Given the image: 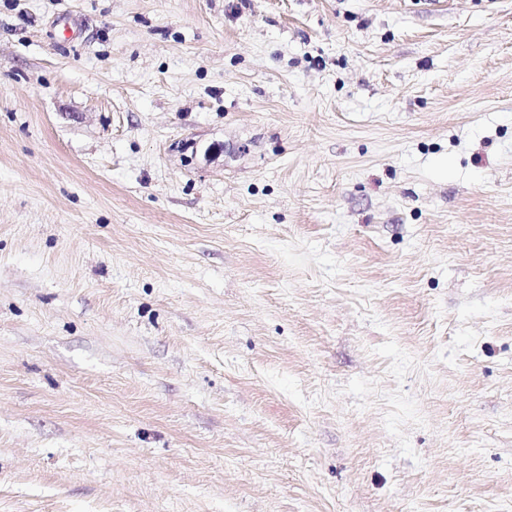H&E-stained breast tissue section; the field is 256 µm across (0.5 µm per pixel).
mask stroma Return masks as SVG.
I'll use <instances>...</instances> for the list:
<instances>
[{"label":"stroma","mask_w":512,"mask_h":512,"mask_svg":"<svg viewBox=\"0 0 512 512\" xmlns=\"http://www.w3.org/2000/svg\"><path fill=\"white\" fill-rule=\"evenodd\" d=\"M0 512H512V0H0Z\"/></svg>","instance_id":"1"}]
</instances>
